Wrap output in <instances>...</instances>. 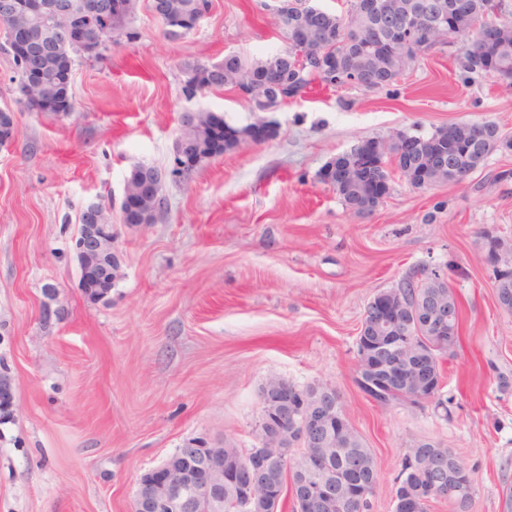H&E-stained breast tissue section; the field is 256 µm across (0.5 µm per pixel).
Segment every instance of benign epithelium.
I'll return each instance as SVG.
<instances>
[{"instance_id":"obj_1","label":"benign epithelium","mask_w":512,"mask_h":512,"mask_svg":"<svg viewBox=\"0 0 512 512\" xmlns=\"http://www.w3.org/2000/svg\"><path fill=\"white\" fill-rule=\"evenodd\" d=\"M96 0L83 4L66 0H0V19L9 18L20 27L33 14L56 19L79 20L82 12L95 11ZM451 5L444 0H390L384 5V19L394 33L415 35L423 44L430 43L431 31L445 24ZM388 64L383 66L372 58V66L399 71L402 56L400 42H392L385 49ZM42 56L39 43L18 51L21 68L27 70L31 83L38 77L33 73ZM267 81H247L235 86L239 95L250 104H261L264 112H274L280 101L266 98ZM479 122L448 126V136L458 147H463L480 134ZM360 163L370 167L381 153L378 141H365L357 148ZM145 183L161 187L165 179L173 177L171 170L153 166L143 169ZM124 216L129 221H145L147 200L142 189L124 187ZM75 240V253L80 268V286L94 302L105 301L112 292L114 266L117 259L112 249V222L105 215L104 207L97 201L90 202L83 211ZM486 266L512 272V242L499 239L491 252L483 255ZM432 278L431 287L436 292L428 296L426 309L418 307L404 292V285L376 294L368 303L363 321L371 327L370 346L365 351V364L377 384L396 391L397 399L411 404L431 402L434 395L426 392L420 382L409 380L407 372L412 367L406 354L409 337L402 334L408 317L424 315L426 326L438 335L443 343H452L448 336V320L452 311L441 289L450 287L448 273L439 268L427 269ZM339 394L336 388L322 384L310 397L288 385V382L271 378L262 393V418L259 425L260 443L256 448L243 452L235 462L236 478L233 491L245 505L267 504L279 501L284 492L291 491L297 512H336L345 502L363 503L369 500L370 486L350 481L345 474L331 465L327 449L336 447L335 426L342 423L338 409ZM16 399L11 377L0 374V413L4 419L14 416ZM307 449L304 468L299 470L296 485L288 488L276 485L266 478L270 472L288 459V449ZM431 493L448 498L458 504L467 500L468 483L462 480H443L428 468ZM224 445L206 438H193L176 455L160 466L151 469L137 480L132 512H197L200 505L217 508L224 505Z\"/></svg>"}]
</instances>
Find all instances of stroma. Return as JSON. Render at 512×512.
<instances>
[{"mask_svg":"<svg viewBox=\"0 0 512 512\" xmlns=\"http://www.w3.org/2000/svg\"><path fill=\"white\" fill-rule=\"evenodd\" d=\"M134 39L80 58L74 110L35 112L12 81L0 36V108L16 115L0 147V373L18 407L0 424V512H129L136 482L188 440L258 443L270 376L334 386L379 465L370 512H394L408 448L451 449L474 479L470 512H502L512 483V313L499 308L480 234L512 241V151L459 183L416 188L394 176L369 215L346 208L320 172L371 139L490 120L512 136V87L472 74L452 43L393 84L366 91L313 82L277 111L232 88L183 92L182 70L225 55L285 52L269 0H212L189 34L169 37L138 0ZM275 134L166 181L167 208L123 222L125 180L169 168L185 111ZM112 219L118 271L108 300L79 286L74 239L88 203ZM455 261L460 340L442 360L439 402L380 407L356 389V338L372 297L410 268Z\"/></svg>","mask_w":512,"mask_h":512,"instance_id":"1","label":"stroma"}]
</instances>
